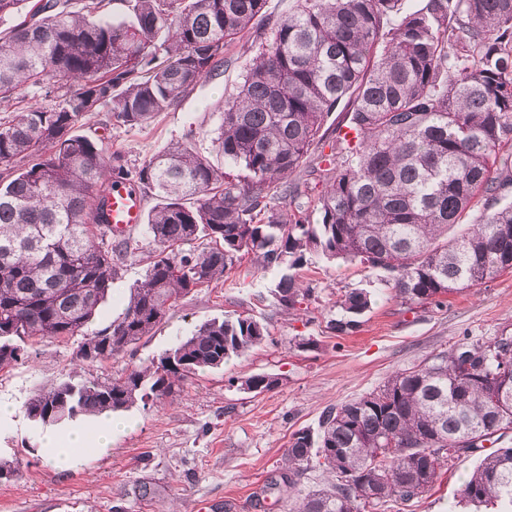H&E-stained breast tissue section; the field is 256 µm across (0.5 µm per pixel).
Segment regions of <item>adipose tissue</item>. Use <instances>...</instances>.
<instances>
[{
    "mask_svg": "<svg viewBox=\"0 0 512 512\" xmlns=\"http://www.w3.org/2000/svg\"><path fill=\"white\" fill-rule=\"evenodd\" d=\"M123 419L104 415L91 423L75 422L64 430H47L43 448L47 460L59 471L72 469L87 450L108 448L115 429L125 427Z\"/></svg>",
    "mask_w": 512,
    "mask_h": 512,
    "instance_id": "obj_1",
    "label": "adipose tissue"
}]
</instances>
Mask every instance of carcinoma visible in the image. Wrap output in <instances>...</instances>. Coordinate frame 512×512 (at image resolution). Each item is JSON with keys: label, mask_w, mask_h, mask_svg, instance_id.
I'll list each match as a JSON object with an SVG mask.
<instances>
[{"label": "carcinoma", "mask_w": 512, "mask_h": 512, "mask_svg": "<svg viewBox=\"0 0 512 512\" xmlns=\"http://www.w3.org/2000/svg\"><path fill=\"white\" fill-rule=\"evenodd\" d=\"M111 2L36 0L0 33V112L10 113L0 118V372L43 339L81 337L78 360L89 365L123 356L250 255L287 270L273 291L287 312L310 296L288 273L309 255L384 271L398 297L435 305L512 271V0H296L273 22L267 0H119L114 13ZM262 24L267 36L224 99L226 170L184 142L133 168L77 133L103 107L116 126L145 127L218 75L230 43ZM51 87L53 104L31 102ZM341 105L343 120L329 122ZM328 143L336 163L313 198L290 177ZM116 182L156 200L149 252L108 224ZM275 189L289 205L268 206ZM480 202L479 223L448 236ZM137 256L147 268L121 317L85 335ZM371 304L363 289L346 292L330 329L348 333ZM268 337L252 314L213 318L149 364L63 381L25 412L47 426L125 411ZM508 374L512 337L462 342L325 408L317 427L292 433L284 478L293 489L319 468L331 482L297 494L291 512L418 498L443 466L512 429V396L492 406ZM277 382L254 374L244 386L258 395ZM460 498L512 512V448L483 457Z\"/></svg>", "instance_id": "1"}]
</instances>
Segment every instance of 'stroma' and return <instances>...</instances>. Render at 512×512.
Here are the masks:
<instances>
[{
  "mask_svg": "<svg viewBox=\"0 0 512 512\" xmlns=\"http://www.w3.org/2000/svg\"><path fill=\"white\" fill-rule=\"evenodd\" d=\"M258 36L254 29L233 42L221 75L202 81L150 125L119 127L103 110L82 119L79 133L109 138L132 166L188 139L223 166L215 139L224 99L235 93ZM145 269V263L128 262L87 333L121 316ZM280 276V270H262L245 258L224 286L199 289L180 301L131 352L91 367L76 361V340L34 344L25 363L0 373V401L15 408L0 420V463L15 470L0 481V512H198L202 506L207 512H288L290 490L281 475L292 432L316 426L326 407L359 398L391 373L456 344L512 336V272L448 294L436 307L403 302L382 273L359 263L315 255L298 272L314 293L292 313L273 304L271 291ZM355 288L371 292L372 306L353 332L336 335L328 327L340 316L336 302ZM241 312L266 323L267 342L223 369L201 373L176 396L124 411L127 426L113 433L111 446L86 452L74 469L62 473L49 465L42 453L44 428L25 414L32 396L65 380L119 376L149 363L201 323ZM263 373L277 377L273 391L254 395L241 389L242 380ZM481 454L454 460L410 503L390 500L364 512H466L458 491ZM144 483L154 488L153 498L140 497Z\"/></svg>",
  "mask_w": 512,
  "mask_h": 512,
  "instance_id": "1",
  "label": "stroma"
}]
</instances>
